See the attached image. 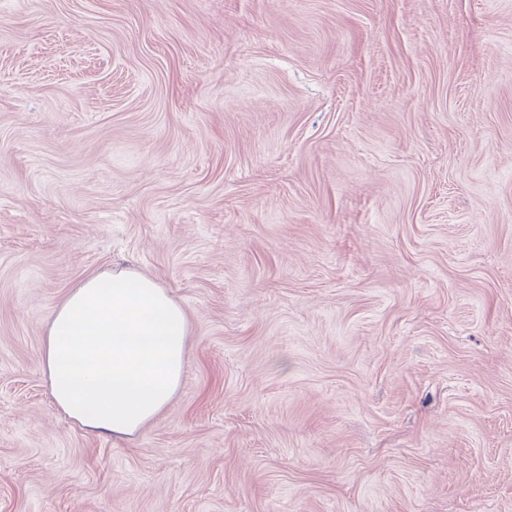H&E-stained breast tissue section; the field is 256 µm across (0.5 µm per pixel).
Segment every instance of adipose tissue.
<instances>
[{
  "mask_svg": "<svg viewBox=\"0 0 512 512\" xmlns=\"http://www.w3.org/2000/svg\"><path fill=\"white\" fill-rule=\"evenodd\" d=\"M188 334L183 308L152 276L116 267L88 277L51 318V394L87 430L130 439L176 393Z\"/></svg>",
  "mask_w": 512,
  "mask_h": 512,
  "instance_id": "obj_1",
  "label": "adipose tissue"
}]
</instances>
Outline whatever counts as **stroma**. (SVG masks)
Instances as JSON below:
<instances>
[{"mask_svg":"<svg viewBox=\"0 0 512 512\" xmlns=\"http://www.w3.org/2000/svg\"><path fill=\"white\" fill-rule=\"evenodd\" d=\"M117 264L126 441L43 368ZM0 512H512V0H0ZM188 334L185 311L152 276L114 267L88 277L48 328L54 401L87 430L130 439L176 393Z\"/></svg>","mask_w":512,"mask_h":512,"instance_id":"stroma-1","label":"stroma"}]
</instances>
